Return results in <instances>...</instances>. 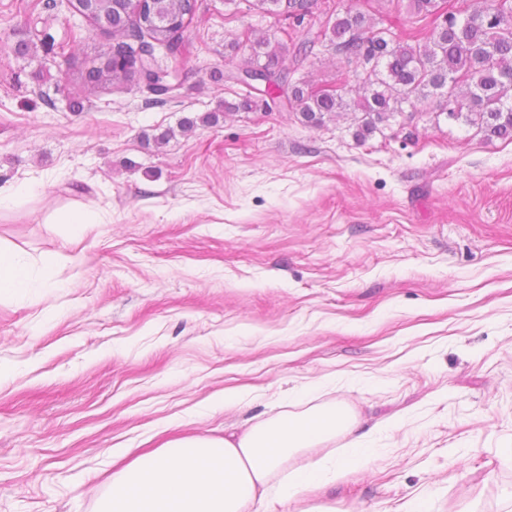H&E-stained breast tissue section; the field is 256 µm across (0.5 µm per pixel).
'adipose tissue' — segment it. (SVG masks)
Returning <instances> with one entry per match:
<instances>
[{"instance_id": "obj_1", "label": "adipose tissue", "mask_w": 512, "mask_h": 512, "mask_svg": "<svg viewBox=\"0 0 512 512\" xmlns=\"http://www.w3.org/2000/svg\"><path fill=\"white\" fill-rule=\"evenodd\" d=\"M354 426V415L335 406L284 414L221 439L173 442L113 480L106 512H273L276 504L371 462L373 449ZM340 435L347 442L332 466L308 462L283 473L288 459Z\"/></svg>"}]
</instances>
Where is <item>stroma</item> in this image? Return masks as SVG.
<instances>
[{
	"instance_id": "1",
	"label": "stroma",
	"mask_w": 512,
	"mask_h": 512,
	"mask_svg": "<svg viewBox=\"0 0 512 512\" xmlns=\"http://www.w3.org/2000/svg\"><path fill=\"white\" fill-rule=\"evenodd\" d=\"M254 2L198 0L181 55L155 51L181 81L158 102L86 81L117 37L73 0H0V186L36 187L0 206L35 270L0 298V512H100L170 441L337 404L373 461L277 512H512V141L421 107L361 142L356 114L307 127L276 92L182 132L242 99L244 28L298 41L362 6L287 24ZM359 68L320 46L291 78ZM84 207L103 221L70 237Z\"/></svg>"
}]
</instances>
